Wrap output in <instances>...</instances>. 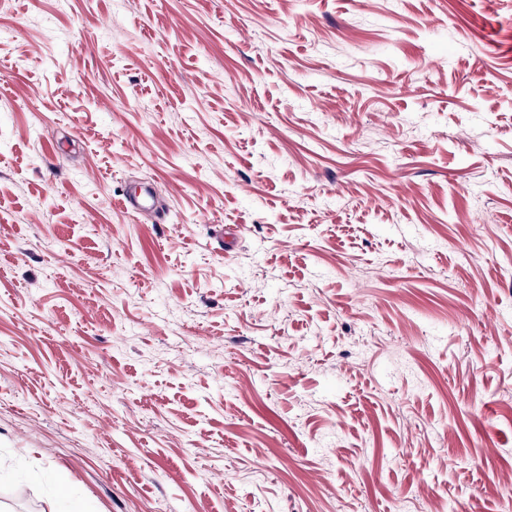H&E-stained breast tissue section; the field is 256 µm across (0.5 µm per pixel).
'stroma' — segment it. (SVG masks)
<instances>
[{"label": "stroma", "instance_id": "obj_1", "mask_svg": "<svg viewBox=\"0 0 512 512\" xmlns=\"http://www.w3.org/2000/svg\"><path fill=\"white\" fill-rule=\"evenodd\" d=\"M0 512H512V0H8Z\"/></svg>", "mask_w": 512, "mask_h": 512}]
</instances>
